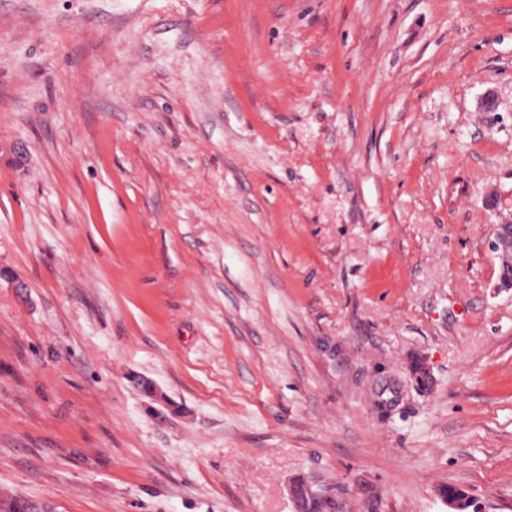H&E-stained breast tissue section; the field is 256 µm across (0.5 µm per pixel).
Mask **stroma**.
<instances>
[{"label":"stroma","mask_w":512,"mask_h":512,"mask_svg":"<svg viewBox=\"0 0 512 512\" xmlns=\"http://www.w3.org/2000/svg\"><path fill=\"white\" fill-rule=\"evenodd\" d=\"M510 221L512 0H0V493L512 512ZM493 251L502 269L503 282L512 286V223L496 227ZM294 503L299 512H335L336 501L325 491L315 489L306 480H296L291 489Z\"/></svg>","instance_id":"obj_1"}]
</instances>
